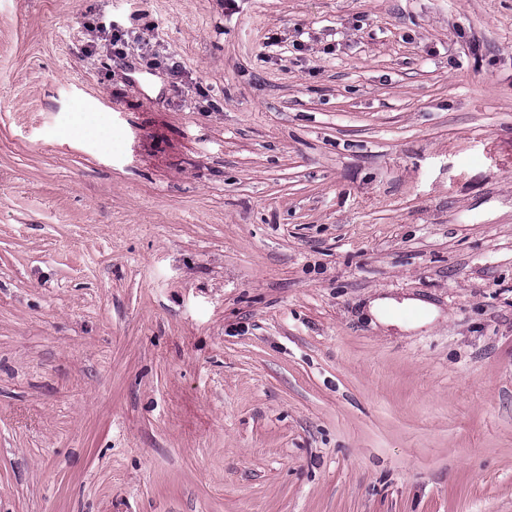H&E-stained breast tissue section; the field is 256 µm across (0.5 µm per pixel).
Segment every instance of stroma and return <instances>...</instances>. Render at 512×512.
I'll return each mask as SVG.
<instances>
[{"mask_svg": "<svg viewBox=\"0 0 512 512\" xmlns=\"http://www.w3.org/2000/svg\"><path fill=\"white\" fill-rule=\"evenodd\" d=\"M0 512H512V0H0ZM394 305V301L388 299H375L372 302L371 311L382 323L393 324L397 323L407 327L423 325L432 321L435 313L430 310L423 302L417 300H406L402 303L405 310H416L421 313L419 317L410 318L407 320H398L391 313L390 310Z\"/></svg>", "mask_w": 512, "mask_h": 512, "instance_id": "stroma-1", "label": "stroma"}]
</instances>
